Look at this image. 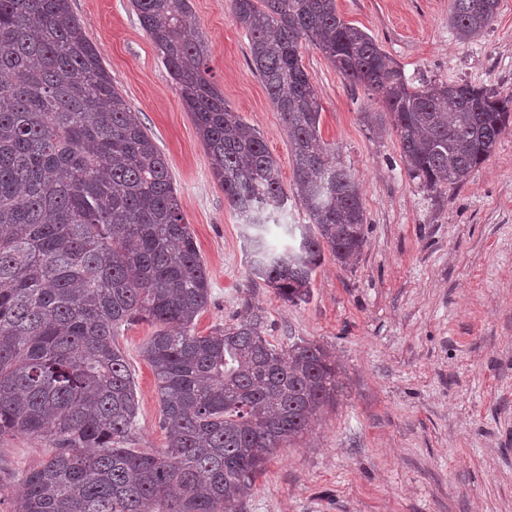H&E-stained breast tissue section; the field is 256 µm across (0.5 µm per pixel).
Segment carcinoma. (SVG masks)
<instances>
[{
	"instance_id": "carcinoma-1",
	"label": "carcinoma",
	"mask_w": 512,
	"mask_h": 512,
	"mask_svg": "<svg viewBox=\"0 0 512 512\" xmlns=\"http://www.w3.org/2000/svg\"><path fill=\"white\" fill-rule=\"evenodd\" d=\"M191 113L214 180L245 226L250 272L285 302H305L328 250L360 255L359 186L323 141V106L301 47L320 50L390 116L410 178L435 191L467 180L512 123V95L468 83L409 82L336 0H231L251 71L288 129L294 180L224 102L207 44L191 38L190 0H132ZM499 0H450L458 37H478ZM310 223L292 243L264 231L288 195ZM206 265L166 156L112 84L69 0H0V438L46 440L11 512H243L242 491L273 451L312 427L338 392L336 357L304 340L283 349L261 310L205 335ZM156 326L153 369L165 447L136 448L139 401L118 337Z\"/></svg>"
}]
</instances>
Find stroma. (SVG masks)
Here are the masks:
<instances>
[{
    "label": "stroma",
    "instance_id": "35a3bbf8",
    "mask_svg": "<svg viewBox=\"0 0 512 512\" xmlns=\"http://www.w3.org/2000/svg\"><path fill=\"white\" fill-rule=\"evenodd\" d=\"M226 103L253 126L293 183L288 136L231 0H190ZM112 82L164 153L184 218L204 259L210 301L196 330L232 323L243 299L264 311L267 338L324 344L340 388L311 431L276 449L243 497L244 512H512V125L470 178L432 192L406 172L396 136H377L365 113L389 116L350 86L324 54L303 46L320 93L322 139L359 182L366 215L359 258L325 254L312 294L297 304L254 283L244 228L214 180L207 152L131 0H70ZM406 77L512 93V0L461 42L449 0H336ZM151 324L118 339L137 397L139 445L161 448L160 403L141 353ZM44 440L0 439V466L36 467Z\"/></svg>",
    "mask_w": 512,
    "mask_h": 512
}]
</instances>
